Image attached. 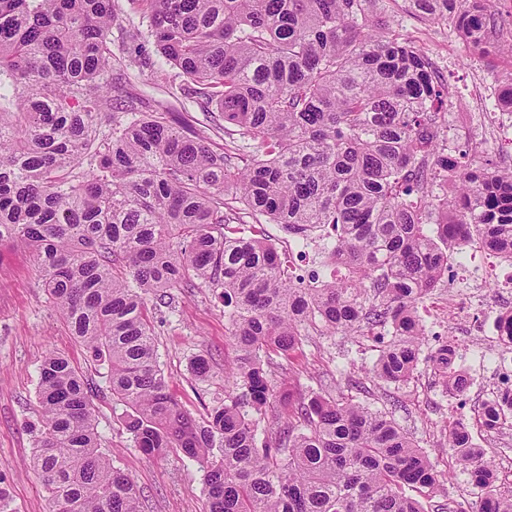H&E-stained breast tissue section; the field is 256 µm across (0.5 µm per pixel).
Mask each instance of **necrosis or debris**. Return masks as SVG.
<instances>
[{"mask_svg": "<svg viewBox=\"0 0 512 512\" xmlns=\"http://www.w3.org/2000/svg\"><path fill=\"white\" fill-rule=\"evenodd\" d=\"M494 254L491 248L474 250L467 264L453 270L443 309L444 318L471 337L457 351L460 360L491 370L479 386L483 401L489 403L512 382V362L504 354L512 346V333L504 327L506 318L512 317V272L499 270L492 261ZM493 280L498 289L492 293L485 286Z\"/></svg>", "mask_w": 512, "mask_h": 512, "instance_id": "1", "label": "necrosis or debris"}]
</instances>
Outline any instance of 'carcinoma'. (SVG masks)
Instances as JSON below:
<instances>
[{
	"label": "carcinoma",
	"instance_id": "obj_1",
	"mask_svg": "<svg viewBox=\"0 0 512 512\" xmlns=\"http://www.w3.org/2000/svg\"><path fill=\"white\" fill-rule=\"evenodd\" d=\"M390 0H0V245L32 254L41 287L107 366L124 428L148 456L203 472L207 512H426L439 471L388 415L352 398L277 394L278 359L309 330L392 341L372 374L403 384L425 334L418 303L469 245L512 258V170L440 147L448 86L379 22ZM496 0H405L422 20L490 39ZM121 15L147 20L163 83L224 132L180 126L114 50ZM450 186L438 193L436 186ZM317 239L339 274L305 285L291 253ZM222 289L237 354L224 404L193 418L171 395L147 315L177 288ZM448 392L468 380L448 344L430 357ZM89 380L63 355L38 368L33 462L52 512H143L100 448ZM287 413L260 428L272 401ZM487 404L444 429L484 492L512 512L473 429L512 428Z\"/></svg>",
	"mask_w": 512,
	"mask_h": 512
}]
</instances>
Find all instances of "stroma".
<instances>
[{
	"instance_id": "obj_1",
	"label": "stroma",
	"mask_w": 512,
	"mask_h": 512,
	"mask_svg": "<svg viewBox=\"0 0 512 512\" xmlns=\"http://www.w3.org/2000/svg\"><path fill=\"white\" fill-rule=\"evenodd\" d=\"M390 14L399 21L398 33L426 52L448 84V128L441 133L442 142L453 147L468 143L471 151L492 156L499 167H512L511 145L486 143L479 132L458 119L471 104L476 74H484L487 81L503 86L512 76V60L497 56L476 62L457 30L409 16L403 0H393ZM130 75L138 91L168 101L197 126L205 125L202 112L173 98L167 87L156 83L152 68L134 66ZM150 318L170 392L192 416H205L215 398L228 389L224 365L236 355L218 291L207 287L189 289L180 295L175 309L151 311ZM447 338V324H426L417 370L410 381L397 386L368 375L380 350L390 342V334L374 341L360 336L313 333L303 343L299 377H289L283 369L278 371L275 382L281 388L299 385L314 392L321 391L327 382L332 395L351 396L372 409L391 413L439 471L451 472V480L439 488L438 501L451 500L463 512H479L481 493L468 473L457 466L442 428L457 419L472 420L481 404L476 394L481 377L478 371L469 370L466 398L458 406L449 403L430 362L438 344ZM50 350L64 354L72 366L95 383L98 392L94 406L102 446L115 456L117 466L134 479L146 512H206L202 473L197 464L173 453L152 458L135 447L122 425L125 408L112 400L105 367L91 360L47 302L35 276L32 255L7 246L0 247V484L8 494L1 512L51 510L33 466L28 429L38 419L37 368ZM200 355L210 364L209 376L203 380L191 371L193 360ZM475 441L493 464L497 487L512 489V469L505 465L506 460H512V431H481Z\"/></svg>"
}]
</instances>
